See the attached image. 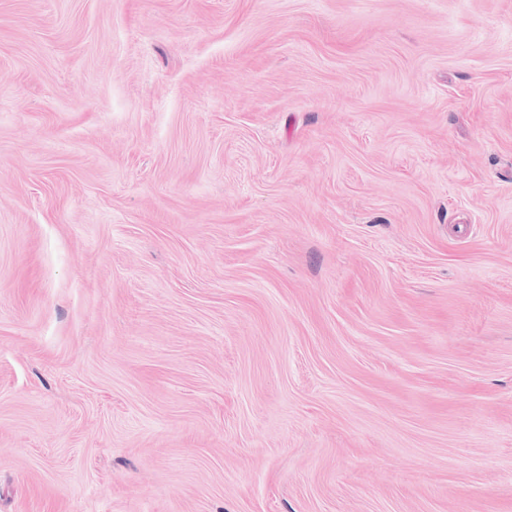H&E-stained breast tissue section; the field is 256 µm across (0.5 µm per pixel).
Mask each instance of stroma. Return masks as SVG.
Wrapping results in <instances>:
<instances>
[{"mask_svg": "<svg viewBox=\"0 0 512 512\" xmlns=\"http://www.w3.org/2000/svg\"><path fill=\"white\" fill-rule=\"evenodd\" d=\"M0 512H512V0H0Z\"/></svg>", "mask_w": 512, "mask_h": 512, "instance_id": "stroma-1", "label": "stroma"}]
</instances>
